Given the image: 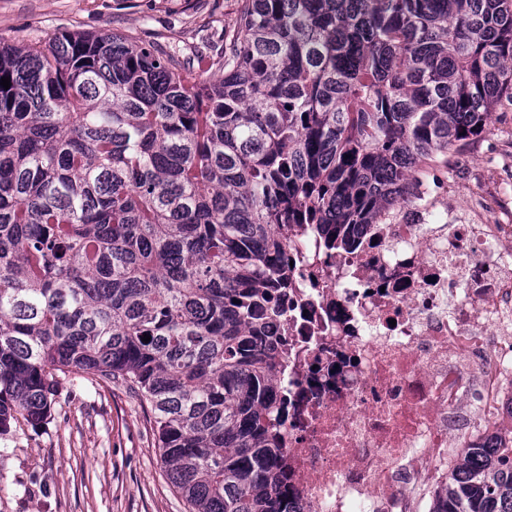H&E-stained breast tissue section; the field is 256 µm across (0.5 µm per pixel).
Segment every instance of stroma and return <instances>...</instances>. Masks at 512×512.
<instances>
[{
  "label": "stroma",
  "instance_id": "35a3bbf8",
  "mask_svg": "<svg viewBox=\"0 0 512 512\" xmlns=\"http://www.w3.org/2000/svg\"><path fill=\"white\" fill-rule=\"evenodd\" d=\"M237 0H0V40L23 44L47 32L119 31L212 56L224 45ZM411 209L447 210L458 224L512 222V102L493 110L489 129L430 166ZM0 512H188L162 466L149 405L126 386L59 376L48 425L23 424L0 439Z\"/></svg>",
  "mask_w": 512,
  "mask_h": 512
}]
</instances>
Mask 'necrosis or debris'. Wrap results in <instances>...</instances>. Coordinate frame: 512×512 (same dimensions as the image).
Instances as JSON below:
<instances>
[{"mask_svg":"<svg viewBox=\"0 0 512 512\" xmlns=\"http://www.w3.org/2000/svg\"><path fill=\"white\" fill-rule=\"evenodd\" d=\"M511 224H362L352 251L281 237L280 458L294 512H429L449 447L512 437Z\"/></svg>","mask_w":512,"mask_h":512,"instance_id":"4bbe7bcc","label":"necrosis or debris"}]
</instances>
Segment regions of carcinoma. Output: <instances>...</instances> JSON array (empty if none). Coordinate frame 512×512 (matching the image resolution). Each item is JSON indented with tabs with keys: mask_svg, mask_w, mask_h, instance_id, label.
Wrapping results in <instances>:
<instances>
[{
	"mask_svg": "<svg viewBox=\"0 0 512 512\" xmlns=\"http://www.w3.org/2000/svg\"><path fill=\"white\" fill-rule=\"evenodd\" d=\"M2 77L0 436L48 423L61 374L120 382L190 512H292L281 230L348 246L483 133L512 0H240L216 59L63 30L0 46ZM431 512H512V452L459 449Z\"/></svg>",
	"mask_w": 512,
	"mask_h": 512,
	"instance_id": "obj_1",
	"label": "carcinoma"
}]
</instances>
